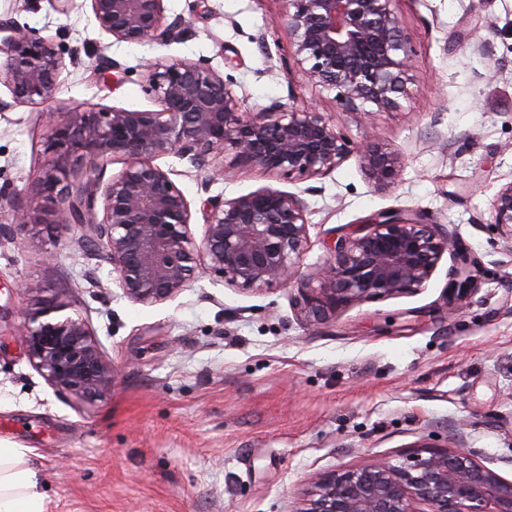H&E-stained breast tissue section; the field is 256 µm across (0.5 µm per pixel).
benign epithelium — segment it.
I'll use <instances>...</instances> for the list:
<instances>
[{"label": "benign epithelium", "mask_w": 512, "mask_h": 512, "mask_svg": "<svg viewBox=\"0 0 512 512\" xmlns=\"http://www.w3.org/2000/svg\"><path fill=\"white\" fill-rule=\"evenodd\" d=\"M89 2L96 26L118 43L165 45L177 37L164 0ZM286 2L289 51L309 84L337 91L336 104L345 111L368 116L400 108L416 50L403 34L395 0ZM2 54L0 82L14 101L53 98L63 57L52 41L0 21ZM234 86L204 60L161 57L145 73V91L158 110L43 113L56 156L29 188L39 204L18 210L14 228L80 226L123 293L144 305L176 296L201 267L241 290L290 288L306 320L322 324L355 301L424 287L450 249L457 266L448 295L471 294L476 278L468 252L417 213L382 211L354 233L332 238L330 258L308 279L294 272L309 239L306 204L297 194L266 186L207 198L203 233L196 236L191 202L171 178L173 170L155 160L173 156L198 170L258 169L301 180L325 176L355 154L377 190L395 187L401 175L398 155L375 137L356 144L326 113L290 103L242 112ZM115 160L123 167L104 179ZM493 210L502 237L512 243V181L497 191ZM67 309L48 302L25 314L29 356L55 388L95 396L111 387L114 368L86 319ZM310 483L311 495L297 512H512V481L463 448L433 450L401 465L379 459L315 473Z\"/></svg>", "instance_id": "obj_1"}]
</instances>
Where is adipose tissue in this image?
Masks as SVG:
<instances>
[{"label": "adipose tissue", "mask_w": 512, "mask_h": 512, "mask_svg": "<svg viewBox=\"0 0 512 512\" xmlns=\"http://www.w3.org/2000/svg\"><path fill=\"white\" fill-rule=\"evenodd\" d=\"M30 449L0 442V512H45L46 495Z\"/></svg>", "instance_id": "adipose-tissue-1"}]
</instances>
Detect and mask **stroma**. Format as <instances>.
<instances>
[{
	"mask_svg": "<svg viewBox=\"0 0 512 512\" xmlns=\"http://www.w3.org/2000/svg\"><path fill=\"white\" fill-rule=\"evenodd\" d=\"M180 20L167 45L114 42L89 0H0V18L64 53L50 104L152 109L145 66L169 56L232 75L242 111L295 100L360 141L367 129L399 154L395 188L374 189L357 158L311 180L243 170L230 181L175 157L193 205L272 185L308 206L297 275L327 257L333 234L387 210L423 213L461 239L485 276L449 300L454 253L424 288L352 303L307 325L286 288L245 291L195 274L167 301L124 297L112 267L82 239L29 226L0 237V439L32 449L46 512H299L309 476L426 448L471 451L512 481V244L492 201L512 181V0H398L416 50L409 100L364 117L311 86L288 52L285 0H164ZM117 69H98L99 57ZM39 105L0 86V225L53 157ZM78 310L115 376L92 398L57 391L33 366L24 311Z\"/></svg>",
	"mask_w": 512,
	"mask_h": 512,
	"instance_id": "1",
	"label": "stroma"
}]
</instances>
